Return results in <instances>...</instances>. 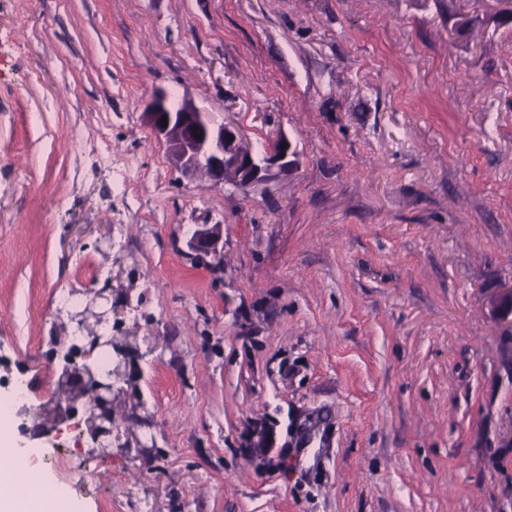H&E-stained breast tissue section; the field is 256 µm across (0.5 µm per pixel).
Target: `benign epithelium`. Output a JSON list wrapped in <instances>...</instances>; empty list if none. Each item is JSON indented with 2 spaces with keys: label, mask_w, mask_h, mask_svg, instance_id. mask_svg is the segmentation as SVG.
<instances>
[{
  "label": "benign epithelium",
  "mask_w": 512,
  "mask_h": 512,
  "mask_svg": "<svg viewBox=\"0 0 512 512\" xmlns=\"http://www.w3.org/2000/svg\"><path fill=\"white\" fill-rule=\"evenodd\" d=\"M144 120L155 137L164 142L172 158L178 162L180 173L191 178L201 173L216 184H232L241 189L267 184L293 171L297 162L296 149L286 138L274 141L262 162L254 153L242 148L235 128L214 122L191 99L183 97L172 102L165 90L156 92L143 112ZM166 122H161L162 118ZM218 224H203L193 235L191 246L199 252L210 253L219 241ZM100 344L82 348L85 359L80 375L72 371L69 357L59 359L60 373L57 382L68 388H87V378L95 373L90 360ZM99 415L97 430L90 434L92 442L112 435V386L101 393L94 407ZM73 415L72 403L64 395L56 397L41 408L42 423L32 431V436L43 437L58 432Z\"/></svg>",
  "instance_id": "benign-epithelium-1"
}]
</instances>
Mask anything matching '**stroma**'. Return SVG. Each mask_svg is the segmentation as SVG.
Masks as SVG:
<instances>
[{
	"label": "stroma",
	"instance_id": "35a3bbf8",
	"mask_svg": "<svg viewBox=\"0 0 512 512\" xmlns=\"http://www.w3.org/2000/svg\"><path fill=\"white\" fill-rule=\"evenodd\" d=\"M159 89L296 170L184 178ZM510 287L512 0H0V367L31 406L59 290L112 295V445L14 439L40 497L512 512ZM220 224H201L193 235L191 246L199 252L210 253L215 251L219 241Z\"/></svg>",
	"mask_w": 512,
	"mask_h": 512
}]
</instances>
